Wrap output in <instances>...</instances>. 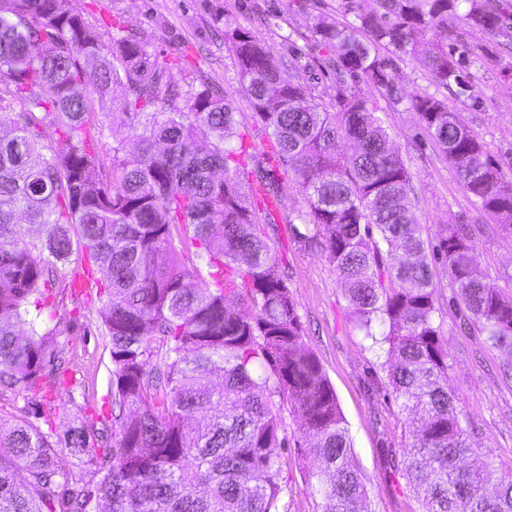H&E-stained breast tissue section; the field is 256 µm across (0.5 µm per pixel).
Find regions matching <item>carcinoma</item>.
<instances>
[{"label": "carcinoma", "instance_id": "cac0c4a2", "mask_svg": "<svg viewBox=\"0 0 512 512\" xmlns=\"http://www.w3.org/2000/svg\"><path fill=\"white\" fill-rule=\"evenodd\" d=\"M320 15L319 43L336 70L330 111L243 29L224 31L251 102L240 130L224 94L118 23L89 21L77 0H0V383L33 388L62 371L56 328L29 310L74 248L107 273L99 310L111 360L112 413L98 436L61 438L23 407L0 419V512H279L284 413L297 417L306 491L320 512H364V476L335 389L307 345L288 278L269 235L278 178L249 154L260 131L306 208L293 227L325 255L349 316L384 355L386 382H367L378 409L390 391L410 442L389 452L423 512H512V467L485 459L448 389V348L435 314V261L412 213L411 175L363 81L387 95L393 56H412L431 82L478 104L468 51L448 20L503 31L512 0H342ZM124 97H113L115 87ZM102 111L95 110V104ZM411 107L465 193L512 236V184L448 98ZM62 134L42 153V130ZM129 130L86 149L91 130ZM42 227L28 239L19 220ZM438 256L455 302L491 347L512 351V299L488 282L462 224L440 227ZM196 257L187 266L185 260ZM234 299L237 305L228 303ZM222 373L218 386L213 376ZM64 450L75 467L59 465ZM25 473L24 488L16 477Z\"/></svg>", "mask_w": 512, "mask_h": 512}]
</instances>
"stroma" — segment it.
Masks as SVG:
<instances>
[{
    "instance_id": "stroma-1",
    "label": "stroma",
    "mask_w": 512,
    "mask_h": 512,
    "mask_svg": "<svg viewBox=\"0 0 512 512\" xmlns=\"http://www.w3.org/2000/svg\"><path fill=\"white\" fill-rule=\"evenodd\" d=\"M341 0H78L77 6L94 23L120 21L127 28L151 37L155 48L167 58H181L201 69L220 85L243 124H250L252 108L237 78V62L214 32L213 18L223 15L230 26L241 28L265 41L275 58L298 52L301 65L294 70L297 83L311 91L317 102L334 104L336 87L332 75L323 73L327 52L313 32L320 15L338 17ZM273 8L281 16L279 27H266L260 8ZM461 42L470 51L473 81L481 94L476 106H463L465 124L484 141L512 179V33L491 34L465 28ZM394 85L402 95L400 104L389 103L373 86L364 84L363 96L378 107V114L394 136L412 176L413 213L423 235H434L443 224L468 225L476 257L489 275L491 287L512 298V236L468 198L454 169L434 140L421 126L410 107L412 98L436 94L425 71L405 55L396 57ZM301 204L296 185L282 181L275 213V249L278 262L288 275V286L310 348L331 381L343 417L353 439V460L365 473L368 512H422V505L405 479L391 473L387 453L403 448L404 418L397 404L382 399L370 409L363 382L381 365L368 350L350 321L346 301L336 275L326 258L303 249L293 239L288 218ZM72 265L86 267L91 284L81 289L55 282L36 308L47 327L60 330L68 368L65 373L47 372L32 391L5 390L0 395V417L10 418L25 403L36 404L43 419L57 434L79 426L107 420L112 409L109 350L99 331L98 310L105 296L106 273L84 253L71 257ZM447 272L436 278V297L443 318V334L449 353L448 386L460 399L470 421L475 447L496 464L512 466V356L490 348L476 330L463 325L452 303ZM285 512H317L319 499L305 490V464L298 448L282 454Z\"/></svg>"
}]
</instances>
